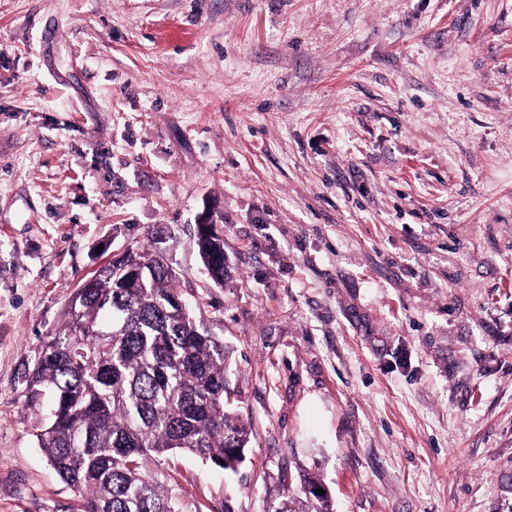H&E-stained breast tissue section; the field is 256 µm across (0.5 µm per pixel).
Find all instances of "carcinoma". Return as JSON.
<instances>
[{"label": "carcinoma", "mask_w": 512, "mask_h": 512, "mask_svg": "<svg viewBox=\"0 0 512 512\" xmlns=\"http://www.w3.org/2000/svg\"><path fill=\"white\" fill-rule=\"evenodd\" d=\"M130 260L144 282L114 288L107 266L76 289L61 329L43 342L29 383L30 398L48 403L36 437L83 512H178L141 460L180 451L233 470L250 432L226 408L224 343L177 301L163 256L137 249ZM313 484L305 476L300 491L285 489L273 512H330Z\"/></svg>", "instance_id": "obj_1"}]
</instances>
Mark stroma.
<instances>
[{"mask_svg": "<svg viewBox=\"0 0 512 512\" xmlns=\"http://www.w3.org/2000/svg\"><path fill=\"white\" fill-rule=\"evenodd\" d=\"M150 246L251 431L143 459L179 512H512V0H0V512H83L28 377ZM196 234H199L206 241V248L210 254L209 265H204L210 270L209 273H223L224 272V248L219 251L222 245V235L218 232L216 222L210 217V213H203L198 222L196 223ZM313 484H315L314 477L303 475V478H300V491L295 492L287 487L279 494L280 500L272 512H330L328 501L324 496L311 489ZM313 488L320 489L318 484Z\"/></svg>", "mask_w": 512, "mask_h": 512, "instance_id": "obj_1", "label": "stroma"}]
</instances>
